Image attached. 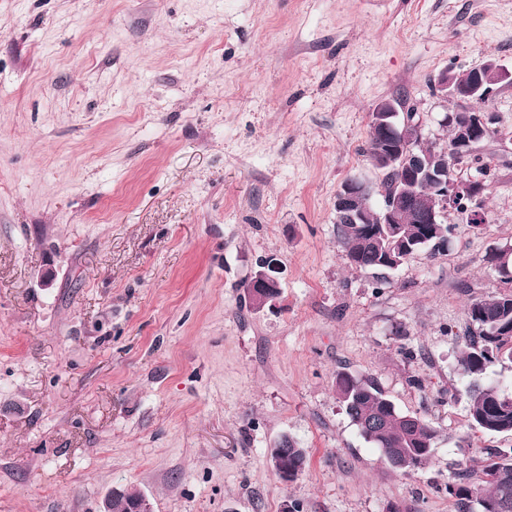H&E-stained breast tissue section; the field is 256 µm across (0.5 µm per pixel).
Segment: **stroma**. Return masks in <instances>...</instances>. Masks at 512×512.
<instances>
[{
  "mask_svg": "<svg viewBox=\"0 0 512 512\" xmlns=\"http://www.w3.org/2000/svg\"><path fill=\"white\" fill-rule=\"evenodd\" d=\"M512 68V0H0V512H458L449 472L512 435L469 426L471 299L507 291L512 144L490 139L486 221L447 249L351 267L336 193L368 114L413 107L444 143L440 71ZM274 306H245L261 259ZM51 283H44V274ZM376 380L437 432L394 470L341 405ZM308 451L289 483L268 452Z\"/></svg>",
  "mask_w": 512,
  "mask_h": 512,
  "instance_id": "obj_1",
  "label": "stroma"
}]
</instances>
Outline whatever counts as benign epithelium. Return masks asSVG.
<instances>
[{"label": "benign epithelium", "mask_w": 512, "mask_h": 512, "mask_svg": "<svg viewBox=\"0 0 512 512\" xmlns=\"http://www.w3.org/2000/svg\"><path fill=\"white\" fill-rule=\"evenodd\" d=\"M471 80L467 85L455 82L452 75L444 70L431 80L432 95L446 104L452 99L460 106L447 110L439 124L443 128H456L452 145L455 161L464 162L483 143V138L492 129L493 118L483 110L468 106L472 98H488L492 86L500 83L512 84V71L494 61H489L470 71ZM369 123L380 135V142L370 161L372 168L385 172L391 167H399L404 173L402 186L385 198L374 211H364L360 202L370 192L371 183L356 177L346 180L336 193V220L347 224H402L405 215L411 213L417 224H440L451 209H456L464 199L478 200L482 194H474L476 183L481 177L471 176L467 180L452 179L445 167H432L424 151L416 147V140L425 138L420 122L412 124V138L405 146L397 139L399 125L398 112L390 101L377 103L369 113ZM423 181L435 184V199L438 206L428 209L417 201L416 187ZM280 266L277 260L267 257L259 262V270L249 281V299L262 307L275 302V291L279 288ZM272 470L283 478H288L292 468L288 464V449H279L270 459Z\"/></svg>", "instance_id": "benign-epithelium-1"}]
</instances>
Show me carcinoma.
<instances>
[{"mask_svg":"<svg viewBox=\"0 0 512 512\" xmlns=\"http://www.w3.org/2000/svg\"><path fill=\"white\" fill-rule=\"evenodd\" d=\"M403 173H384L378 195L392 194ZM377 238L369 241L368 231ZM450 234L447 224H339L337 236L349 262L357 269L378 271L384 257L402 258ZM503 278L512 282V249L488 255ZM465 342L459 365L466 381L470 427L487 434H512V384L488 379L496 364L512 365V292L475 298L466 308ZM339 400L363 439L381 450L389 464L405 472L426 464L432 456L436 430L421 417L399 411L380 385L349 372L336 374ZM448 482L458 492L459 512H512V448H489L481 464L452 473Z\"/></svg>","mask_w":512,"mask_h":512,"instance_id":"carcinoma-1","label":"carcinoma"}]
</instances>
